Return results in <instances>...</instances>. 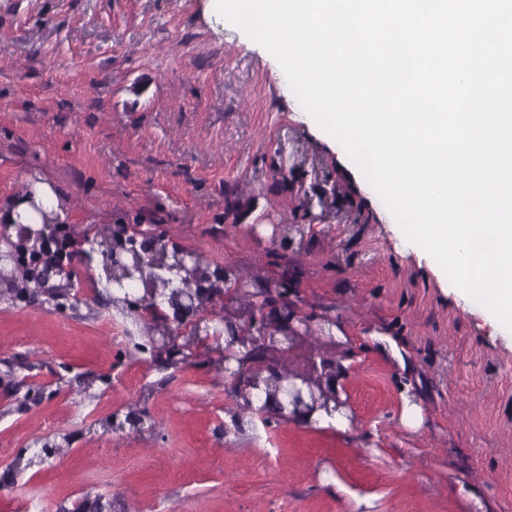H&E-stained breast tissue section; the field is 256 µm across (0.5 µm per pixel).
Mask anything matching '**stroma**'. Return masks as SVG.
Listing matches in <instances>:
<instances>
[{"label":"stroma","instance_id":"1","mask_svg":"<svg viewBox=\"0 0 512 512\" xmlns=\"http://www.w3.org/2000/svg\"><path fill=\"white\" fill-rule=\"evenodd\" d=\"M311 124L213 0H0V204L39 177L78 242L140 224L228 267L234 305L287 289L303 347L350 360L351 419L235 420L216 353L157 356L101 253L0 270V512H512V331Z\"/></svg>","mask_w":512,"mask_h":512}]
</instances>
